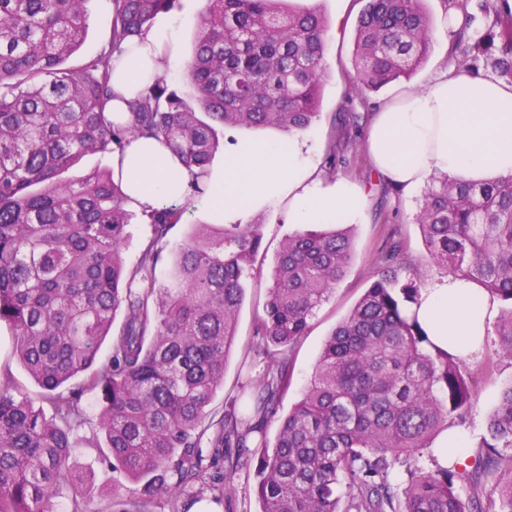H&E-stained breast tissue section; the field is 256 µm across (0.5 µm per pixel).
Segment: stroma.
Instances as JSON below:
<instances>
[{
	"instance_id": "1",
	"label": "stroma",
	"mask_w": 512,
	"mask_h": 512,
	"mask_svg": "<svg viewBox=\"0 0 512 512\" xmlns=\"http://www.w3.org/2000/svg\"><path fill=\"white\" fill-rule=\"evenodd\" d=\"M317 4L328 19L323 59L325 76L319 103L321 116L307 128L306 134L316 159L321 161L329 146L334 113L354 110L366 117L402 92L425 88L429 76L446 64L453 39L450 34L440 31L442 15L449 9V0H424L423 7L429 18L431 33L427 60L411 77L393 81L376 91L356 93L350 86L353 38L364 0H317ZM204 8L205 0H179L173 11L158 17L154 23L155 29L176 35L178 52L169 68L168 78L174 87L184 93L189 90L184 78L185 67L193 51ZM86 9L87 36L79 50L68 60L69 66L74 68L107 46L111 0H88ZM364 146V141H357L355 150L348 152L346 163L336 168L337 175L363 184L370 192L367 208L352 226L355 258L329 301L311 319L306 336L302 337L293 353L292 381L280 402V410L284 413L300 398L307 386L326 338L374 281L376 260L389 234H396L403 242L424 284H431L443 275L442 269L430 260L421 229L413 221L418 196L387 191L372 174ZM256 222L261 226V247L252 275L246 283L244 301L237 319L235 344L224 372V385L209 406L210 413L216 416L223 414L225 400L235 394L245 376H254L263 370L262 364L252 363L249 356L258 342L254 325L266 303L280 245L289 234L298 230L297 225L288 223L285 216L278 212L260 215ZM464 367L475 382L476 404L464 421L456 423L455 428L466 437L468 450L464 462L470 465L475 460L485 423L496 405L499 392L512 383V360L499 357L493 341L489 340L478 355L465 359ZM0 371L10 377L16 395L32 401L44 413H51L52 407L44 400L42 389L17 358L12 331L5 323L0 325ZM94 400V395L90 393L82 399L86 418L73 433L80 447L75 463L79 470L94 475V488L86 500L88 512H107L112 471L89 447L90 442L102 439L93 409Z\"/></svg>"
}]
</instances>
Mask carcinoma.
<instances>
[{"instance_id": "carcinoma-1", "label": "carcinoma", "mask_w": 512, "mask_h": 512, "mask_svg": "<svg viewBox=\"0 0 512 512\" xmlns=\"http://www.w3.org/2000/svg\"><path fill=\"white\" fill-rule=\"evenodd\" d=\"M87 2L0 0V323L11 327L15 354L53 408L46 418L0 376V512H57L64 487L67 512H88L92 479L75 466L71 435L87 391L97 393L102 461L136 484L126 494L110 491V512H152L162 496L183 500L190 512L202 500L195 487L206 484L231 512L236 475L255 455L259 512H512V384L472 469L417 465L436 435L466 417L474 392L463 359L436 349L406 317L423 283L396 236L378 258L375 281L324 342L270 447L266 427L288 387L293 351L345 276L352 235L305 230L285 239L255 324L263 373L242 386L246 401L232 397L214 421L207 407L224 385L259 225L195 228L159 283L161 244L187 205L141 215L150 235L129 267L123 247L134 214L112 170L74 184L61 178L82 157L122 152L140 135L166 144L182 167L204 169L226 127L307 129L320 118L327 32L320 10L206 0L185 71L197 106L162 76L123 124L105 113L112 54L65 66L86 36ZM111 2L115 48L177 0ZM494 2L495 32H472L462 17L448 58L455 72L471 73L473 54L497 41L495 66L512 80V0ZM354 43V90L410 77L431 48L423 0H365ZM357 120L352 112L334 116L328 174L346 162ZM414 223L434 263L506 305L494 344L512 358V177L445 176L424 191ZM88 371L78 388L65 389ZM206 435L212 457L224 461L216 475L199 452ZM398 462L406 466L403 483L391 477ZM490 478L496 498L487 500L481 488Z\"/></svg>"}]
</instances>
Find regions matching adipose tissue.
<instances>
[{"instance_id": "1", "label": "adipose tissue", "mask_w": 512, "mask_h": 512, "mask_svg": "<svg viewBox=\"0 0 512 512\" xmlns=\"http://www.w3.org/2000/svg\"><path fill=\"white\" fill-rule=\"evenodd\" d=\"M175 50L174 35L151 29L113 52V121H128L131 102L166 73ZM367 153L379 178L405 193L436 175L468 182L512 177V86L441 69L422 91L373 112ZM112 170L136 212L181 201L191 184H206L201 208L220 224H245L269 211L301 226L346 223L367 205L357 183L325 174L298 131L237 142L220 171L180 167L166 145L144 136L113 154ZM406 315L432 344L466 359L483 346L493 304L480 284L446 276L422 289Z\"/></svg>"}]
</instances>
